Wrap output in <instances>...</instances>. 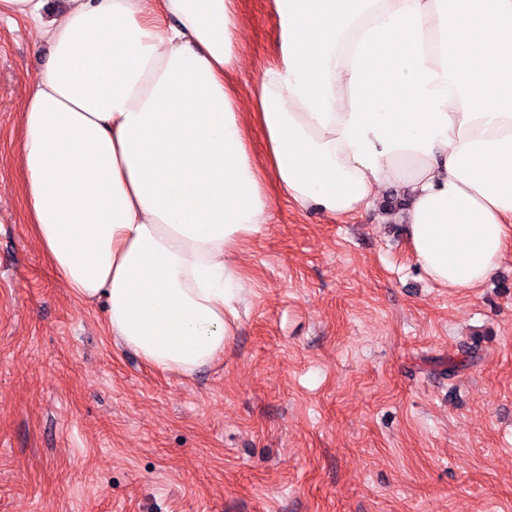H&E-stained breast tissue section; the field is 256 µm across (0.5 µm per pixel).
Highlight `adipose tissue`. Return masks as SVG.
<instances>
[{"label":"adipose tissue","instance_id":"obj_1","mask_svg":"<svg viewBox=\"0 0 512 512\" xmlns=\"http://www.w3.org/2000/svg\"><path fill=\"white\" fill-rule=\"evenodd\" d=\"M0 0L47 66L21 103L33 232L112 338L191 375L240 318L270 189L334 221L404 202L416 265L475 288L512 244V0H274L278 61L246 110L237 0ZM260 131L263 157L251 151Z\"/></svg>","mask_w":512,"mask_h":512}]
</instances>
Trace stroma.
<instances>
[{"label":"stroma","mask_w":512,"mask_h":512,"mask_svg":"<svg viewBox=\"0 0 512 512\" xmlns=\"http://www.w3.org/2000/svg\"><path fill=\"white\" fill-rule=\"evenodd\" d=\"M235 21L246 98L280 30L272 0ZM48 60L0 21V512H512V247L452 290L380 210L332 222L275 195L230 346L158 370L33 237L18 107Z\"/></svg>","instance_id":"1"}]
</instances>
